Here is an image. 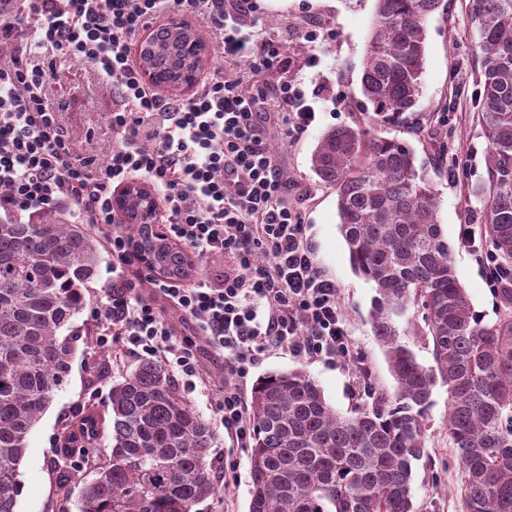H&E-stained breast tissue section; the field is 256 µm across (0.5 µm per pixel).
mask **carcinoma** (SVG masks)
Returning <instances> with one entry per match:
<instances>
[{"label": "carcinoma", "instance_id": "obj_1", "mask_svg": "<svg viewBox=\"0 0 512 512\" xmlns=\"http://www.w3.org/2000/svg\"><path fill=\"white\" fill-rule=\"evenodd\" d=\"M442 0H375L361 92L375 126L395 125L421 95L427 22ZM481 60L475 108L488 142L484 203L503 309L483 322L462 288L439 219L438 195L410 145L360 126L326 131L311 169L336 189L339 231L356 275L372 284L370 325L396 381L368 389L372 404L339 414L303 370L272 371L253 385L248 512H417L413 468L426 456L425 417L437 385L448 389V437L466 477L462 512H512V0H471ZM197 43L165 27L143 45L160 85L187 82ZM139 197L121 221L147 268L183 278L192 258L161 238ZM101 242L56 210L0 219V512H16L29 435L65 384L77 338L60 337L87 305ZM416 307L422 321L409 315ZM432 339L435 365L407 341ZM111 439L76 512H194L213 497L218 435L179 393L168 369L144 359L112 383ZM88 413L67 426L57 456L97 434Z\"/></svg>", "mask_w": 512, "mask_h": 512}]
</instances>
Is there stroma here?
I'll list each match as a JSON object with an SVG mask.
<instances>
[{"instance_id": "1", "label": "stroma", "mask_w": 512, "mask_h": 512, "mask_svg": "<svg viewBox=\"0 0 512 512\" xmlns=\"http://www.w3.org/2000/svg\"><path fill=\"white\" fill-rule=\"evenodd\" d=\"M246 22L253 31L252 42L284 44L281 58L267 72L247 78V85L269 89L281 81L300 84L315 120L300 138L286 143L279 132L281 114L273 113L265 126L270 130L274 157L288 179V193L302 200L306 234L321 271L335 281L341 292L343 316L350 340L371 373V383L380 391L392 392L391 376L381 346L368 321L374 290L357 276L340 234L336 191L322 183L310 168V158L322 132L336 125L363 121L361 94L363 63L375 0H252ZM315 29L317 42H307L304 30ZM477 32L470 22L469 0H446L444 9L427 23V42L422 94L412 113L398 126L383 128L386 137L408 142L417 166L433 184L440 199V221L449 242L457 275L475 310L485 322H495L500 309L485 270L472 247L461 242L459 227L471 223L483 204L467 196L468 185L486 175V140L476 119L477 63L472 46ZM61 75L48 90L62 103L61 119L74 138L77 152L102 157L112 143L107 116L115 99L89 66L59 61ZM112 284V257L103 253L96 276L88 284L87 306L74 321L80 339L71 360L67 382L45 411L29 436V448L21 465L25 484L16 512H61L64 493L78 495L83 483L95 478L102 450L108 445L109 427L75 453L65 468L54 464L56 439L77 414L87 410L106 413L112 383L132 370L139 356L100 351L95 343L99 312L108 301ZM109 370L99 381L90 375L100 362ZM301 368L323 388L337 411L348 413L368 403L362 388L352 382L353 368L343 360L327 362L282 350L266 354L251 369L244 392H251L256 379L275 370ZM427 455L415 468L414 490L418 512H461L459 490L465 480L456 451L448 440V391L433 390L426 419ZM249 449L233 447L226 430H219L212 450L214 475L221 488L217 497L200 504V512H248L250 500Z\"/></svg>"}]
</instances>
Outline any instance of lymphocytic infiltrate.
Instances as JSON below:
<instances>
[{
  "label": "lymphocytic infiltrate",
  "instance_id": "1",
  "mask_svg": "<svg viewBox=\"0 0 512 512\" xmlns=\"http://www.w3.org/2000/svg\"><path fill=\"white\" fill-rule=\"evenodd\" d=\"M250 0H0V213L66 203L112 254V288L100 314L99 348L148 355L211 393L238 447L252 422L241 385L271 350L311 358L352 357L340 290L320 270L301 202L271 156L265 106L284 111L292 141L315 119L291 82L248 93L226 62L250 54V73L268 71L284 51H250L242 18ZM193 15L219 31L225 63L189 97L148 87L133 67V43L162 14ZM91 65L117 100L108 115L112 149L102 161L77 155L47 89L55 57ZM161 194L164 234L202 257L230 260L219 284L153 280L143 295L124 276L136 254L112 199L133 181ZM188 318L224 375L212 382L194 339L176 336L157 299Z\"/></svg>",
  "mask_w": 512,
  "mask_h": 512
}]
</instances>
